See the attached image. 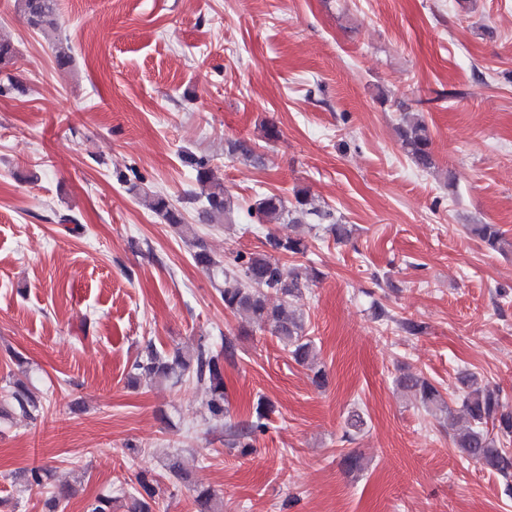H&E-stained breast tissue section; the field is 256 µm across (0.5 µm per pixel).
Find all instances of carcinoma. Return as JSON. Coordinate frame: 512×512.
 <instances>
[{"label":"carcinoma","mask_w":512,"mask_h":512,"mask_svg":"<svg viewBox=\"0 0 512 512\" xmlns=\"http://www.w3.org/2000/svg\"><path fill=\"white\" fill-rule=\"evenodd\" d=\"M17 10L32 29L53 28L56 22V0H17ZM399 137L404 152L419 167H435L432 138L425 121L414 119L399 128ZM185 161L195 168L196 182L200 192L189 197V203L203 199L201 215L206 222L220 224L231 212V201L224 184L212 178L208 161L188 154ZM150 210L164 223L193 234L192 225L185 222L182 211L161 194L149 196ZM256 212L260 221L275 224L283 219L299 223L311 218L317 223H329V231L341 242L348 239L351 229L333 219L329 210L316 206L306 189L295 193L293 207L274 194L265 195L257 202ZM467 232L479 239L491 251H502L508 242L495 224H470ZM269 252L236 254L233 263L225 265L217 260L203 245L196 244L194 262L206 268L222 280L220 294L224 308L244 316L252 322L270 328L293 360L308 367L316 380L322 378V367L314 341L304 334L302 314L288 310L289 300L302 293L307 282L317 276L312 269L289 267L281 256L305 253L307 245L298 237L286 239L268 237ZM235 353L232 340L224 339L222 350H215L209 343L201 342L196 349L185 354L179 349L171 352L159 351L149 344L131 365L130 379L142 378L154 384L171 382L178 384L183 378L191 379L209 394L208 410L217 423H224V436L229 448L246 456L253 451V441L266 429L269 409L258 403L254 418L246 425L224 421L228 414L224 395V357ZM461 387L455 394L454 404H447L439 391L419 372H406L398 378V386L411 394L424 410L430 413L446 412L448 419L464 420V425L453 436V442L462 457L494 471L502 478L512 479V454L504 448V441L512 437V413L505 411V402L500 391L490 387L474 373L459 378ZM43 411V403L22 383H15L8 394L7 407L0 409L2 415H20L35 420ZM49 470L45 466H34L23 474V482L29 489H44ZM138 486L125 495V512H153L152 502L158 480L145 475L138 477ZM195 512H220L221 501L214 489L194 484L191 486Z\"/></svg>","instance_id":"cac0c4a2"}]
</instances>
